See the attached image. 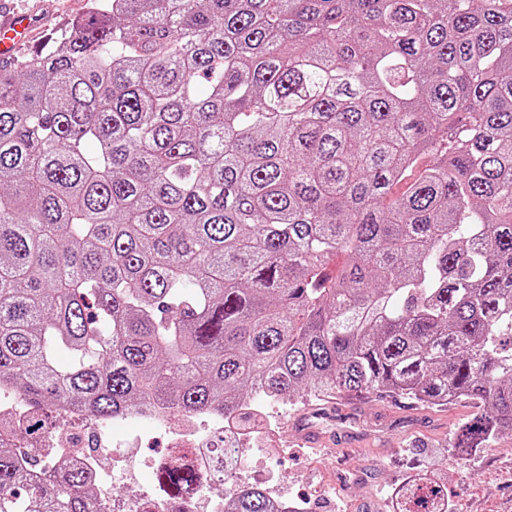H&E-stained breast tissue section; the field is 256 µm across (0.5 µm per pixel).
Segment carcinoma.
Listing matches in <instances>:
<instances>
[{"instance_id":"1","label":"carcinoma","mask_w":512,"mask_h":512,"mask_svg":"<svg viewBox=\"0 0 512 512\" xmlns=\"http://www.w3.org/2000/svg\"><path fill=\"white\" fill-rule=\"evenodd\" d=\"M0 387L103 419L385 391L481 408L459 456L512 434V0H88L0 65ZM24 441L0 512H107Z\"/></svg>"}]
</instances>
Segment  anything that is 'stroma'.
Here are the masks:
<instances>
[{
	"instance_id": "35a3bbf8",
	"label": "stroma",
	"mask_w": 512,
	"mask_h": 512,
	"mask_svg": "<svg viewBox=\"0 0 512 512\" xmlns=\"http://www.w3.org/2000/svg\"><path fill=\"white\" fill-rule=\"evenodd\" d=\"M41 17L21 55L39 51L47 35L61 37L87 0H9ZM272 427L249 439L242 470L274 496L306 499L310 512H388L390 495L410 474H445L456 512H512V434L468 458H453V429L474 414L467 404L422 409L401 397L371 394L271 405ZM308 413L321 432L350 431L358 445L332 456L304 445L293 421Z\"/></svg>"
}]
</instances>
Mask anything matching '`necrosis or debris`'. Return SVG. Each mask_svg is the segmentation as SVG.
<instances>
[{
	"label": "necrosis or debris",
	"mask_w": 512,
	"mask_h": 512,
	"mask_svg": "<svg viewBox=\"0 0 512 512\" xmlns=\"http://www.w3.org/2000/svg\"><path fill=\"white\" fill-rule=\"evenodd\" d=\"M53 417L47 427L37 424L31 410L12 406L0 407V425L26 426L36 429L45 447L58 457L92 471L99 484L126 477L138 479L142 468H150L159 481L153 491L139 496L114 494L113 512H224L223 496L210 492L214 483L223 482L224 470L217 453L223 445L241 446L245 437L241 430L229 427L223 414H213L214 427L203 431L196 425L195 416L175 417L168 409L156 406L142 413L125 415L128 423H138L159 431L176 432L177 443L168 452L141 461L129 448L112 442V429L98 419L73 415L61 407L53 408ZM190 466L195 478L193 484L181 491L162 481L163 472L181 466Z\"/></svg>",
	"instance_id": "1"
}]
</instances>
